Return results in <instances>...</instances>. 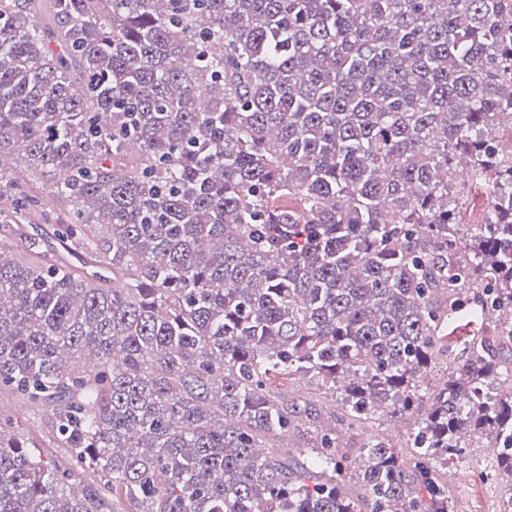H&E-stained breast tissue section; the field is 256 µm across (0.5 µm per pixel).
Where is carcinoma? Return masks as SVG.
I'll return each instance as SVG.
<instances>
[{
    "mask_svg": "<svg viewBox=\"0 0 512 512\" xmlns=\"http://www.w3.org/2000/svg\"><path fill=\"white\" fill-rule=\"evenodd\" d=\"M15 153L0 389L67 457L0 417V512H452L439 467L483 438L512 492V389L487 391L512 344V0H0ZM46 196L83 266L28 235ZM472 291L496 331L458 351ZM278 379L349 428L428 398L411 458L369 441L350 496L356 460ZM488 206L486 189L482 186L474 187L470 193L467 205V218L471 224H480ZM277 395L287 399H294L301 404L303 402L311 403L319 410L320 417L316 424L326 428L327 425H334L336 419L341 415L340 402L330 394H326L324 390L319 389L316 385L305 380L288 386L277 385L274 389Z\"/></svg>",
    "mask_w": 512,
    "mask_h": 512,
    "instance_id": "1",
    "label": "carcinoma"
}]
</instances>
